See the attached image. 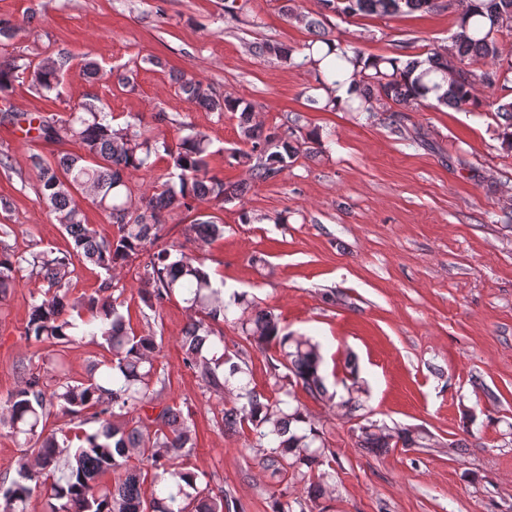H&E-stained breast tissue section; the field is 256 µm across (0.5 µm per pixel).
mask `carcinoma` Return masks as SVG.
I'll return each instance as SVG.
<instances>
[{"label": "carcinoma", "mask_w": 512, "mask_h": 512, "mask_svg": "<svg viewBox=\"0 0 512 512\" xmlns=\"http://www.w3.org/2000/svg\"><path fill=\"white\" fill-rule=\"evenodd\" d=\"M321 18H310L284 7L289 20L305 23L313 38L299 48L269 40L256 43L259 58L276 57L291 66L306 67L315 75V90L324 99L308 97L324 111L341 110L376 116L383 101L415 109L437 105L462 109L478 101L477 87L508 83L512 63H501L498 40L503 29H512V0H465L458 12L452 48H432L425 56L366 55L352 42L337 41L325 30L328 16L341 20L359 15L392 16L415 11H433L441 0H320ZM70 56L64 52L43 57L33 66L32 80L43 93L58 90ZM19 66L0 59V94L6 95L18 78ZM177 92L186 100L210 112L239 113L242 141L248 149L234 151V159L247 165L249 181L226 183L210 174L212 155L209 136L188 123L187 134L170 146L164 138L147 133L142 119L135 117L125 126L112 125L111 113L89 98L66 120L38 116L28 119L26 134L47 143L62 145L76 141L78 152H65L54 162L32 159L38 194L71 238L65 252L46 249L28 256L17 254L8 244L11 230H0V296L15 287L18 275L27 270L42 282L33 296L23 335L41 347H61L81 336H101L108 355L93 367L84 381L60 377L54 388L43 378L24 373L16 389L0 400V422L27 453L20 459L17 478L9 486L0 484V512H26L35 487L48 485V512H241L242 507L224 488H214L204 473L183 466L180 459L194 448L193 431L180 409L166 406L152 420L150 432L141 411L157 401L166 389L165 375L154 366L156 336L137 333L119 311L114 297L116 272L130 262L143 259L140 290L145 306L155 311L179 297L194 313L180 339L184 361L196 370L209 393L219 397L223 407L214 417L225 431L248 429L259 448L265 449L263 464L274 474L293 471L302 478H314L311 492L322 491L327 473L324 465L336 455L323 444L322 431L307 412L290 407L288 386L302 385L313 397L331 402L321 374L318 344L296 336L280 326L271 312L260 310L243 293L224 301L210 273L199 258L181 250L159 247L160 232L179 212L191 211L201 203L220 206L239 199L259 184L277 178L299 154L321 146L319 132L302 133L288 125L268 132L253 123L256 108L231 95L208 94L195 75L175 81ZM347 87L343 107L336 105L338 92ZM497 116L502 146L512 151V101L499 105ZM165 153L172 161L177 182L162 184L149 196L134 194L127 177L149 171L152 157ZM103 209L116 232L106 238L82 220L76 193ZM196 239L208 244L224 235V225L212 219H198L189 226ZM91 263L105 273L95 293L70 297L75 263ZM240 310L241 329L250 344L262 351L276 349L274 386L283 397L271 399L249 384L239 385L237 406L226 395L233 393L232 381L243 380L247 369L241 356L224 350V337L216 335L213 323L227 317L230 307ZM69 418L74 435L45 432L52 409ZM96 424L87 432L82 426ZM360 447L380 450L392 447L398 438L408 447L416 440L408 432L387 434L375 423L357 428ZM113 475L110 484L102 482ZM153 484L146 494V482Z\"/></svg>", "instance_id": "carcinoma-1"}]
</instances>
